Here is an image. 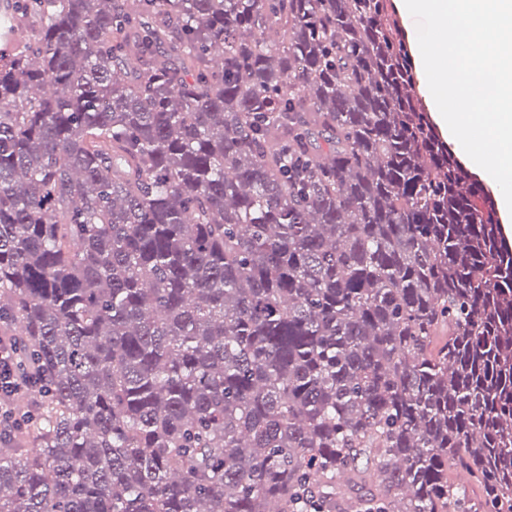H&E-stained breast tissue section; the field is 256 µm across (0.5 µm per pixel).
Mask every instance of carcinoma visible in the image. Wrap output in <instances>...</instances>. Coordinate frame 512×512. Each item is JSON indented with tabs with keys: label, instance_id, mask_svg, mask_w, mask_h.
<instances>
[{
	"label": "carcinoma",
	"instance_id": "obj_1",
	"mask_svg": "<svg viewBox=\"0 0 512 512\" xmlns=\"http://www.w3.org/2000/svg\"><path fill=\"white\" fill-rule=\"evenodd\" d=\"M390 0H0V512H512V245ZM392 3L394 5V7H395V10H396L399 18H400L401 24H402L404 32H405L406 43H407L408 48L410 50V53L412 55V59H413V62H414V68H415L417 90L419 92V95L422 96V99L426 103V105H427V107L429 109V113H430L431 119L434 122V124L437 126L442 140L456 152V154L459 157V159L461 160V162L473 174H475L476 178L482 184L484 189L486 191H488L496 199V195L493 194L492 189L478 176V174L474 171V169L464 160L463 155L461 154L460 150L457 147H455L453 144L448 142L447 136L445 135L444 132L441 131V129L437 125V123H436V121L434 119V114H433V112H434V102H433L432 97L430 96V94L427 91L426 81H425V78L423 76L422 70L420 69L419 64H418L416 46L414 44H412V42H411L412 35L415 33V35L417 36V25H416L415 29H413L411 21L400 10V8L398 6V1L397 0H392Z\"/></svg>",
	"mask_w": 512,
	"mask_h": 512
}]
</instances>
